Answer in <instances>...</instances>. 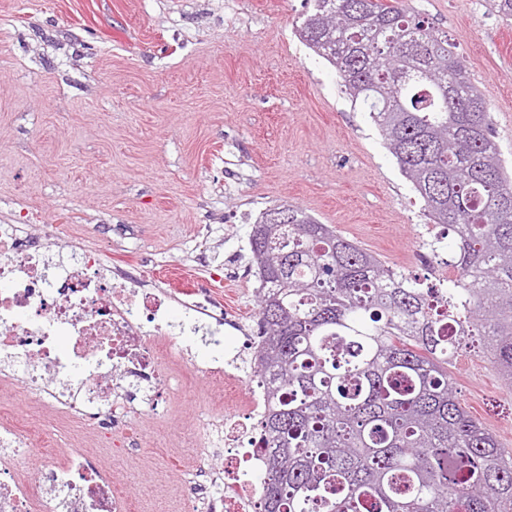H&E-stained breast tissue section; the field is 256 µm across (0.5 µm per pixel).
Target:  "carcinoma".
Wrapping results in <instances>:
<instances>
[{"label":"carcinoma","instance_id":"cac0c4a2","mask_svg":"<svg viewBox=\"0 0 512 512\" xmlns=\"http://www.w3.org/2000/svg\"><path fill=\"white\" fill-rule=\"evenodd\" d=\"M335 68L448 239L441 295L302 209L251 225L264 386L261 512H512V451L455 395L479 349L512 383V175L448 35L403 0H315Z\"/></svg>","mask_w":512,"mask_h":512}]
</instances>
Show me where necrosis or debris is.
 <instances>
[{
  "instance_id": "4bbe7bcc",
  "label": "necrosis or debris",
  "mask_w": 512,
  "mask_h": 512,
  "mask_svg": "<svg viewBox=\"0 0 512 512\" xmlns=\"http://www.w3.org/2000/svg\"><path fill=\"white\" fill-rule=\"evenodd\" d=\"M57 234L51 225L27 238L19 225H0V362L20 376L27 399L107 441L124 433L132 415L168 403L165 365L183 357V321L211 317L220 324L224 317L215 314L207 285L176 296L130 271L106 270L93 250L50 267L46 253ZM176 298L183 308L178 318L170 312ZM240 333L242 348L232 358L215 357L200 368L229 382L247 379L248 389L221 423L201 422L209 444L196 449L194 469L180 484L181 512H257L253 479L263 473L265 457L256 442L267 403L240 364L258 338L245 326ZM215 447L225 451L219 468ZM94 455L91 448L46 452L35 429L1 422L0 512H130L111 470L96 466ZM33 462L40 466L35 482L23 474Z\"/></svg>"
}]
</instances>
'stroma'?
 Masks as SVG:
<instances>
[{"mask_svg": "<svg viewBox=\"0 0 512 512\" xmlns=\"http://www.w3.org/2000/svg\"><path fill=\"white\" fill-rule=\"evenodd\" d=\"M448 34L486 103L512 167V19L493 0H404ZM314 0H0V224L60 225L53 261L72 247L105 265L150 256L162 282L222 267L213 292L229 319L254 324L259 283L249 232L269 208L298 206L418 276L410 254L427 219L379 132L342 93L335 70L298 37ZM211 225L206 239L198 227ZM169 369L184 383L167 412L132 417L138 451L113 462L142 512H176L202 417L221 416L224 383L197 371L198 337ZM457 396L512 448V385L471 351L452 369ZM0 379V418L96 437L24 402Z\"/></svg>", "mask_w": 512, "mask_h": 512, "instance_id": "1", "label": "stroma"}]
</instances>
